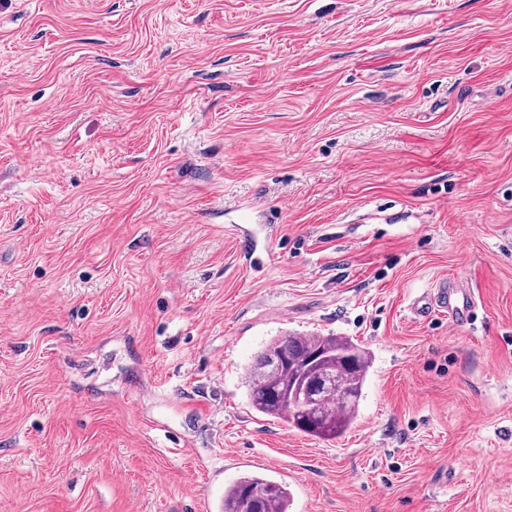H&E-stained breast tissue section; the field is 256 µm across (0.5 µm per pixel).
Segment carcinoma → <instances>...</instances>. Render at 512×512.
Wrapping results in <instances>:
<instances>
[{
    "label": "carcinoma",
    "mask_w": 512,
    "mask_h": 512,
    "mask_svg": "<svg viewBox=\"0 0 512 512\" xmlns=\"http://www.w3.org/2000/svg\"><path fill=\"white\" fill-rule=\"evenodd\" d=\"M275 355L286 361L277 372L271 370ZM316 355L335 371V386L314 406L290 403L300 384L315 378L311 364ZM368 367V352L343 336H276L246 371L249 405L305 434L333 439L357 419ZM289 496L288 485L248 472L224 490V512H285Z\"/></svg>",
    "instance_id": "obj_1"
}]
</instances>
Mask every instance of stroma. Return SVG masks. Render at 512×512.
<instances>
[{
	"label": "stroma",
	"instance_id": "35a3bbf8",
	"mask_svg": "<svg viewBox=\"0 0 512 512\" xmlns=\"http://www.w3.org/2000/svg\"><path fill=\"white\" fill-rule=\"evenodd\" d=\"M288 333L370 352L341 437L250 407ZM246 472L512 512V0H0V512ZM462 296V301L460 300ZM420 312L441 310L448 312L456 323H463L467 318L468 300L458 288H448L447 282H441L435 288L433 298H422L414 303Z\"/></svg>",
	"mask_w": 512,
	"mask_h": 512
}]
</instances>
